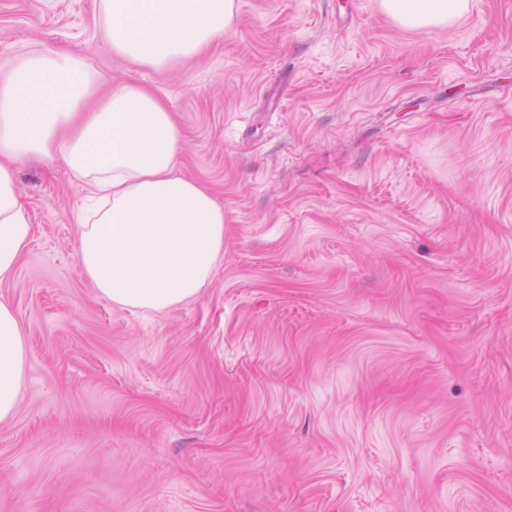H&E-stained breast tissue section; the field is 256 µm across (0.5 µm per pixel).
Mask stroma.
Returning a JSON list of instances; mask_svg holds the SVG:
<instances>
[{
    "mask_svg": "<svg viewBox=\"0 0 512 512\" xmlns=\"http://www.w3.org/2000/svg\"><path fill=\"white\" fill-rule=\"evenodd\" d=\"M95 0H0V67L77 52L174 112L224 258L172 311L78 264L87 187L18 163L0 300L25 394L0 512H512V0L407 30L378 0H238L197 59L112 52ZM28 213L17 187L15 169L0 161V282L14 274L29 245Z\"/></svg>",
    "mask_w": 512,
    "mask_h": 512,
    "instance_id": "obj_1",
    "label": "stroma"
}]
</instances>
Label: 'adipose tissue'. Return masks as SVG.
<instances>
[{"label":"adipose tissue","instance_id":"1","mask_svg":"<svg viewBox=\"0 0 512 512\" xmlns=\"http://www.w3.org/2000/svg\"><path fill=\"white\" fill-rule=\"evenodd\" d=\"M409 30L452 29L471 0H379ZM236 0H100L94 21L113 53L160 69L227 35ZM184 137L151 89H106L74 52L30 53L0 75V282L29 245L15 162L64 152L90 187L77 254L84 275L119 308L161 312L197 296L224 254V208L176 172ZM21 323L0 300V422L24 391Z\"/></svg>","mask_w":512,"mask_h":512}]
</instances>
